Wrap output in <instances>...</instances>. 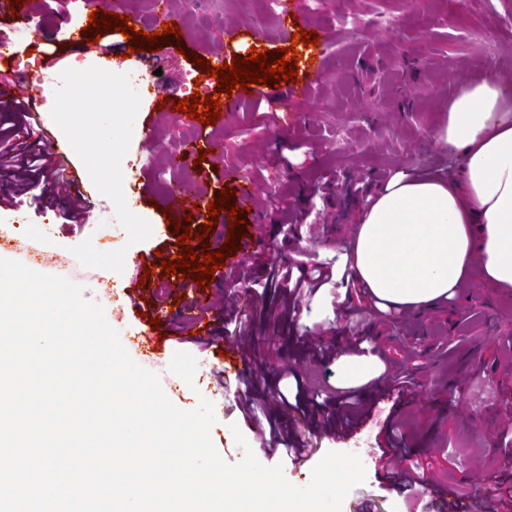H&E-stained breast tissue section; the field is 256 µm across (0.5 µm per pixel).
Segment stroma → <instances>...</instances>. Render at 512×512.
<instances>
[{"label": "stroma", "instance_id": "obj_1", "mask_svg": "<svg viewBox=\"0 0 512 512\" xmlns=\"http://www.w3.org/2000/svg\"><path fill=\"white\" fill-rule=\"evenodd\" d=\"M180 14L181 48L165 44L154 53L139 52L125 59V68L151 72L146 97L129 88L122 102L88 111L84 99H74L72 122L58 114L56 99L41 101L42 129L58 139L79 128L80 149L74 156L94 207L110 194L121 223L96 216L90 224H66L58 206L30 195L0 200V225H18L21 234L72 259L91 257L109 263L112 296L103 295L91 278H78L87 299L112 309L115 299L135 296L120 336L147 328L160 281L142 277V270L162 258H176L178 237L163 218L175 187L191 184L203 201L221 189H235L241 178L256 180L260 190L245 218L248 227L241 247L224 257L223 273L205 291L223 302L229 283L225 276L250 257H258L247 291L256 312L252 344L262 364V389L288 390L280 373L290 368L307 382L311 393L338 396L358 389L368 406L397 407L401 426L397 437L408 448L402 466L416 479L412 490L388 481L382 470L366 464L364 482L344 500L342 512H449L448 500L459 497L470 512L480 506L496 483L512 482V470L502 469L499 434L512 417L503 402L512 397V296L487 283L480 270L453 300L418 311H385L372 302L351 297L346 309H336L338 286L329 283L295 310L278 313V300L267 291L263 266L306 254L314 264H342L350 253L359 210L388 176L415 171L454 173L459 162L442 158L428 131L441 118L459 85L485 67L484 55L506 56L499 72L512 74V0H289L304 30L327 31L323 78L305 94L294 93L293 82L265 86L275 96L272 106L253 108L252 93L240 97L235 112L210 135L222 142L221 156L207 155L200 170L170 164L190 129L170 113L157 109L164 97L182 100L196 87L214 93L216 78L201 72L190 54L211 59L222 52L248 56L243 41L258 34L254 49L264 53L287 46L280 20L270 14L267 0H196ZM45 34L63 43L60 67L93 65L103 52L122 41L121 32L101 33L92 48L65 46L70 25L52 15L42 20ZM146 153V170H130L127 158ZM148 181L144 199L131 198L128 183ZM289 202L303 216L298 232H290L280 211ZM161 360L143 367L156 374L169 371L175 352L187 351L198 361L196 390H184L176 404L194 408L198 396L210 399L217 424L212 439L229 462L239 461L230 424L241 423L244 387L221 377L223 364L216 344L224 340V322L213 324V337L196 341V331L182 323L180 309L167 304L159 329ZM368 337L372 362L363 378L344 382L348 364L343 349L351 336ZM340 350L335 362L323 365L310 346ZM279 423L299 436L308 454L300 463L282 459L263 443L250 447L265 465L282 464L289 481L307 486L314 466L330 451L354 452L378 447L382 432L367 423L359 434H328L308 426L302 412L285 416L277 409L260 415L261 428Z\"/></svg>", "mask_w": 512, "mask_h": 512}]
</instances>
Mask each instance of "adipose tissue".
<instances>
[{
  "label": "adipose tissue",
  "mask_w": 512,
  "mask_h": 512,
  "mask_svg": "<svg viewBox=\"0 0 512 512\" xmlns=\"http://www.w3.org/2000/svg\"><path fill=\"white\" fill-rule=\"evenodd\" d=\"M458 177L392 176L357 216L349 268L389 309L452 300L481 257L485 279L512 292V77L489 69L460 86L429 132Z\"/></svg>",
  "instance_id": "ef3b65f1"
}]
</instances>
